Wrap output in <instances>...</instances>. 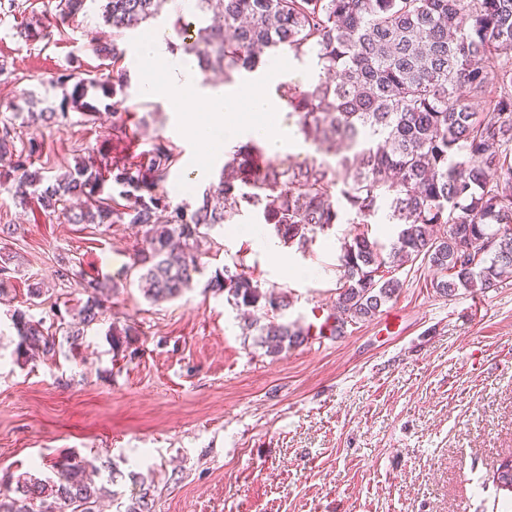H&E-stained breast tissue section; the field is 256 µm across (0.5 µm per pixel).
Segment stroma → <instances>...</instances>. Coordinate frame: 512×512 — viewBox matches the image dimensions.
Here are the masks:
<instances>
[{"instance_id":"1","label":"stroma","mask_w":512,"mask_h":512,"mask_svg":"<svg viewBox=\"0 0 512 512\" xmlns=\"http://www.w3.org/2000/svg\"><path fill=\"white\" fill-rule=\"evenodd\" d=\"M96 32L124 49V87L112 97L89 89L95 122L75 112L64 126L32 123L23 138L43 141L50 175L91 152L113 161L169 140L180 158L165 188L173 204L193 202L224 161L208 174L192 166L175 110L141 92L132 45L141 31L113 33L98 0L48 41L24 40L12 13L0 10V60L10 69L0 76V120L30 112L32 100H58L51 80L71 59L98 75L89 45ZM117 100L129 110L122 134L112 129ZM13 182L0 166V225L16 228L0 235V252L12 257L0 297V476H53V462L74 451L122 472L118 501L151 483V512H492L486 480L512 454V277L448 299L431 287L432 271L405 267L397 297L372 320L273 355L246 335L240 308L206 290L208 278L243 265L263 289L289 296L286 320L307 321L336 301L338 257L353 225L317 234L304 250L279 242L274 255L242 231L258 224L276 240L273 226L241 213L201 244L204 271L191 288L153 304L131 267L142 235L16 206ZM184 184L189 192L179 193ZM280 254L314 276L290 275ZM65 267L116 283L106 321L77 348L18 361L12 312L48 317L76 304L75 284L57 275ZM33 279L45 292L31 307ZM112 322L138 328L134 358L113 355L105 339Z\"/></svg>"}]
</instances>
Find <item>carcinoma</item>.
<instances>
[{
  "label": "carcinoma",
  "instance_id": "obj_1",
  "mask_svg": "<svg viewBox=\"0 0 512 512\" xmlns=\"http://www.w3.org/2000/svg\"><path fill=\"white\" fill-rule=\"evenodd\" d=\"M54 10L19 24L27 41L48 39L76 21L86 0H55ZM102 18L116 31L136 28L158 14L166 0H101ZM199 28L180 49L203 72H252L265 54L309 58L317 78L304 89L286 82L277 95L298 116L304 141L335 163L253 168L261 153L250 140L224 161L218 183L194 203L172 205L163 184L178 161L169 141L112 163L91 156L47 177L34 168L41 142L23 140L13 123H0V161L17 174L12 196L25 207L34 199L70 224H130L143 233L132 267L144 297H180L201 273L199 242L208 231L244 210L260 213L277 235L300 248L336 224L361 229L341 246L331 335L369 321L402 283L398 268L420 263L439 273L430 285L454 297L497 285L512 268V0H195ZM89 45L104 61L103 79L62 73L57 106L38 118L63 124L76 111L89 121L97 109L86 101L95 85L109 94L121 86L124 50L93 36ZM397 226L385 246L369 236L379 214ZM83 298L52 321L16 309L10 316L23 361L54 356L65 340L80 345L104 321L114 286L66 269ZM206 287L238 308L275 314L248 328L266 352L278 354L304 342L307 331L284 321L288 296L264 290L245 270L224 268ZM137 328L112 324L114 354L128 351ZM58 479L27 472L0 478V512H99L117 492L99 484L101 468L75 453L55 461ZM500 507L512 505V456L493 471Z\"/></svg>",
  "mask_w": 512,
  "mask_h": 512
}]
</instances>
